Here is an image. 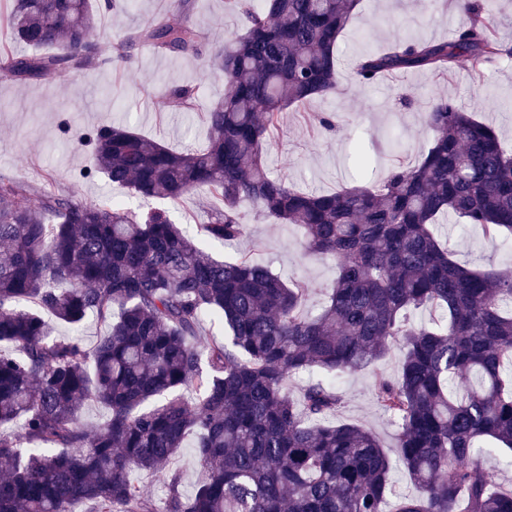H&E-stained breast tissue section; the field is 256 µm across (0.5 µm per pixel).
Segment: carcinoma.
Here are the masks:
<instances>
[{"label": "carcinoma", "instance_id": "cac0c4a2", "mask_svg": "<svg viewBox=\"0 0 512 512\" xmlns=\"http://www.w3.org/2000/svg\"><path fill=\"white\" fill-rule=\"evenodd\" d=\"M360 0H227L246 19L209 57L224 101L207 109L209 144L175 153L123 127L81 134L97 168L142 200H178L204 189L222 206L183 232L160 211L143 218L120 203L88 204L0 182V512H158L140 479L170 468L188 438L204 477L181 492L168 476L166 512H512V487H491L486 453L512 451V273L470 269L442 247L434 227L455 215L489 241L512 239V151L473 113L431 103L432 144L415 166L390 168L376 187L308 194L268 176L263 152L288 107L337 91L338 40ZM91 0H13V41L0 77L40 81L91 68ZM445 41H395L363 56L358 83L383 74L476 72L512 54L481 0ZM148 44L160 54H201L182 23L146 22L109 46L124 63ZM174 106L196 108L188 85ZM243 199L297 224L308 253L337 261L327 304L304 312L311 287L287 285L243 257L218 260L200 240L245 232ZM28 303L27 309L19 305ZM430 305L441 324L413 325ZM107 329L88 348L53 337L43 319ZM224 340L199 342L204 317ZM402 349L397 377L376 374V406L400 428L398 458L418 485L392 496L391 460L377 437L330 417L344 393L296 376L354 371ZM107 410L89 435L84 402Z\"/></svg>", "mask_w": 512, "mask_h": 512}]
</instances>
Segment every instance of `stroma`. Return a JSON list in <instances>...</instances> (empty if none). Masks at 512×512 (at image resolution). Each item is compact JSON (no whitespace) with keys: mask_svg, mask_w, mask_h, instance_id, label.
<instances>
[{"mask_svg":"<svg viewBox=\"0 0 512 512\" xmlns=\"http://www.w3.org/2000/svg\"><path fill=\"white\" fill-rule=\"evenodd\" d=\"M151 19L194 26L208 48L245 27L244 17L228 9L224 0H190L184 11L173 10L170 0H129L126 7L100 13L93 36L107 44ZM463 20L453 0H361L339 42L338 91L283 112L267 142L269 176L326 193L373 183L399 162L416 165L431 144L424 111L439 98L475 111L511 146L512 56L495 59L480 74L462 62L444 76L429 71L395 74L365 87L354 81L353 68L360 57L397 39H448ZM185 84L197 90L199 107L192 112L176 109L167 99L171 87ZM223 97L224 78L211 68L207 56L163 55L147 45L125 65L105 56L91 69L50 80L17 83L0 78V181L27 183L39 193L74 191L88 203L109 197L136 215L160 209L172 222L195 231L206 223L214 205L204 191L177 201L145 202L103 175L86 177V170L94 166L90 146L63 135L61 128L88 131L113 123L177 151L202 148L208 143L206 110ZM315 112L332 115L335 131L313 126L309 117ZM240 209L246 235L229 247L212 246L213 256L234 260L245 255L267 265L286 283L310 284L305 310L318 313L336 278V262L305 255L298 226L280 223L248 202ZM435 232L463 265L512 270V241L490 243L477 229H460L453 217L436 225ZM399 358V351H392L377 366L337 380L346 395L339 421L365 425L388 450L398 427L378 410L374 379L379 372L395 376Z\"/></svg>","mask_w":512,"mask_h":512,"instance_id":"stroma-1","label":"stroma"}]
</instances>
